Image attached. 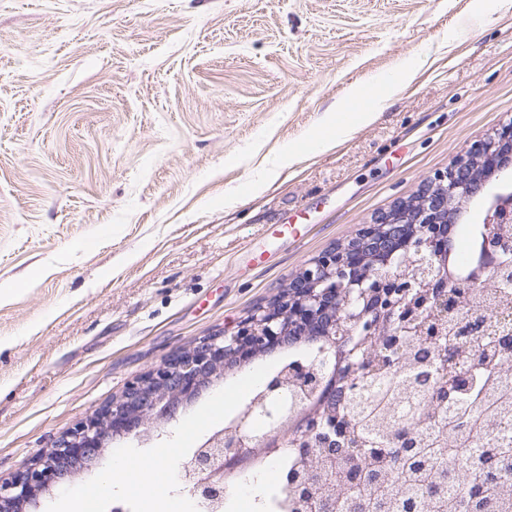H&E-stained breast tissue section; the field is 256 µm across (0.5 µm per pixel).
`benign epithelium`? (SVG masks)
<instances>
[{
  "label": "benign epithelium",
  "mask_w": 512,
  "mask_h": 512,
  "mask_svg": "<svg viewBox=\"0 0 512 512\" xmlns=\"http://www.w3.org/2000/svg\"><path fill=\"white\" fill-rule=\"evenodd\" d=\"M512 166V121L494 134L474 141L448 170L436 174L415 197L402 201L372 223L364 225L346 244L331 249L308 263L288 292L250 317L230 336H213L168 359L163 365L132 381L124 394L93 415L79 421L66 435L8 482L0 484V512H21L38 495L63 482H71L73 465L90 469L104 448L118 437H137L172 420L177 410L224 378V370L241 369L257 352H270L293 343L300 328L310 322L323 335L309 341L325 354L347 345L360 329L372 331L373 309L389 307L397 297L415 287L416 279L397 271L407 261L437 265L448 286L479 284L497 277L501 224L512 223V192L487 198L480 215V248L477 268L471 275L450 267L448 225L462 206L479 194L486 183ZM374 255L385 260L388 271L375 277L360 271L359 257ZM293 372L307 391L321 385L316 364L298 361ZM281 376L267 382L265 397L239 408L234 427L217 429L181 464L180 480L200 505L217 512L231 485L229 474L252 462L249 455L253 420L271 419L268 401L281 394ZM339 435L336 421L315 418L290 437L262 436L266 446L302 444L315 434Z\"/></svg>",
  "instance_id": "obj_1"
}]
</instances>
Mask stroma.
<instances>
[{"mask_svg": "<svg viewBox=\"0 0 512 512\" xmlns=\"http://www.w3.org/2000/svg\"><path fill=\"white\" fill-rule=\"evenodd\" d=\"M355 82L376 120L307 149ZM510 120L512 0H0V482ZM282 356L112 442L91 512H197L145 461L178 467Z\"/></svg>", "mask_w": 512, "mask_h": 512, "instance_id": "1", "label": "stroma"}]
</instances>
